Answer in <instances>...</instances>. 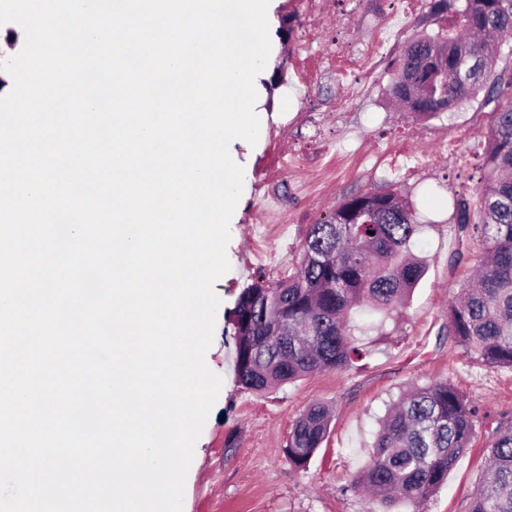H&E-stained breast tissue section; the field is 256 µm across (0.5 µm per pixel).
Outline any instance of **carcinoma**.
I'll list each match as a JSON object with an SVG mask.
<instances>
[{
	"label": "carcinoma",
	"instance_id": "1",
	"mask_svg": "<svg viewBox=\"0 0 512 512\" xmlns=\"http://www.w3.org/2000/svg\"><path fill=\"white\" fill-rule=\"evenodd\" d=\"M436 0V15L458 16L450 28L406 45L393 64L390 98L419 117H439L486 92L493 118L479 209L456 204V223L480 250L474 276L448 307V329L475 361L512 368V66L496 70L502 48L512 57V0ZM410 201L396 189L364 193L307 230L298 268L269 284L242 288L228 318L235 340L238 386L264 395L321 371H343L365 355L352 313L389 314L422 278L425 265L410 246L420 233ZM484 415L449 381H431L400 395L383 420L369 464L352 487L372 494L369 512H412L448 478L471 446ZM332 412L308 408L294 423L284 453L304 468L324 442ZM489 462L468 512H512V420H501Z\"/></svg>",
	"mask_w": 512,
	"mask_h": 512
}]
</instances>
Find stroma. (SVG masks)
<instances>
[{
	"instance_id": "stroma-1",
	"label": "stroma",
	"mask_w": 512,
	"mask_h": 512,
	"mask_svg": "<svg viewBox=\"0 0 512 512\" xmlns=\"http://www.w3.org/2000/svg\"><path fill=\"white\" fill-rule=\"evenodd\" d=\"M276 14L279 47L268 86L281 96L263 104L256 144L236 146L243 190L230 227V269L214 285L221 304L205 356L223 384L194 445L183 512H366L364 493L351 484L369 462L380 419L402 391L433 380L451 381L489 417L421 512H468L496 423L512 418V369L481 366L448 333V306L478 252L459 229L455 206L478 201L491 116L476 101L427 119L392 104V62L408 42L448 24L431 9L408 20L392 15L388 0H319L306 16L300 0H282ZM380 32L395 44L371 91L341 96L337 55L359 52ZM390 186L412 202L423 225L412 251L426 273L410 300L390 316L363 317L369 352L350 369L263 396L242 390L225 320L241 289L258 277L287 278L309 225L345 199ZM318 402L334 418L308 467L298 469L284 448L294 420Z\"/></svg>"
}]
</instances>
